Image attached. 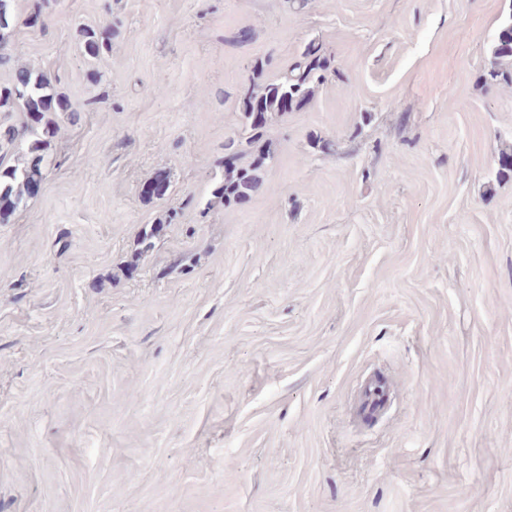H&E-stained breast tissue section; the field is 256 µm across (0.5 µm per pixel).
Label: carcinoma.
<instances>
[{
	"label": "carcinoma",
	"mask_w": 512,
	"mask_h": 512,
	"mask_svg": "<svg viewBox=\"0 0 512 512\" xmlns=\"http://www.w3.org/2000/svg\"><path fill=\"white\" fill-rule=\"evenodd\" d=\"M11 22L10 0H0V64L7 59ZM80 36L81 50L91 59H99L111 50V44L93 29L80 30ZM330 73L331 58L315 43L308 44L300 58L277 80L258 81L262 66H255L257 80L239 106L241 125L247 134L245 145L238 147L233 140L225 145L234 167L214 182L206 206L216 201L229 205L257 189L260 170L273 158L272 143L266 138L269 120L285 113L283 101L287 97L297 96L303 103H309ZM487 76L493 81L512 84V14L504 18L490 47ZM17 109L23 112L20 124L0 123V223L8 222L32 199V184L42 181L46 162L43 137L58 130L54 116L74 114L72 103L55 91L52 80L29 67L17 69L12 81L0 86V112ZM11 156L17 163L1 167ZM164 230L162 221L145 226L140 234L142 251L151 249Z\"/></svg>",
	"instance_id": "obj_1"
}]
</instances>
